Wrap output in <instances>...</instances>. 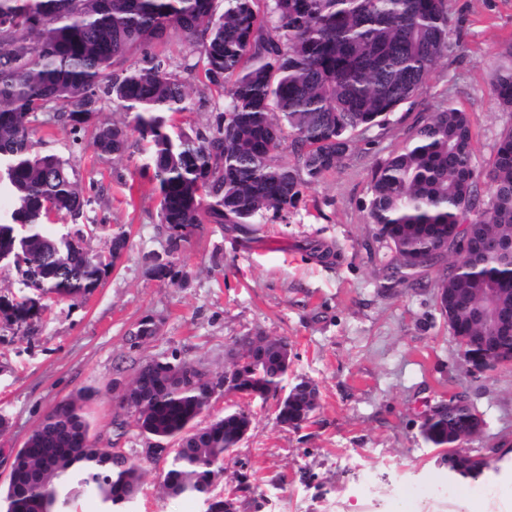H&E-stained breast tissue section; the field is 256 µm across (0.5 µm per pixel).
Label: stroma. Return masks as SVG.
I'll return each mask as SVG.
<instances>
[{"mask_svg": "<svg viewBox=\"0 0 512 512\" xmlns=\"http://www.w3.org/2000/svg\"><path fill=\"white\" fill-rule=\"evenodd\" d=\"M448 15V55L418 94L385 128L356 132L348 155L304 188L295 209L267 217L248 236L230 224H200L167 255L145 153L134 146L113 160L98 157L92 145L96 126L131 128L132 114L117 103H103L75 135L36 129L38 150L70 153L93 199L87 217L100 229L86 247L108 252L119 231L128 246L91 295H45L39 319L10 330L0 316V487L9 480L11 449L22 447L58 403L83 392L95 432L142 468L134 512H205L203 501L163 492L166 464L144 459L141 437L115 436L122 412L114 386L129 383L140 364L172 356L221 378L228 346L251 334L288 337V376L316 383L319 407L309 424L293 429L277 424L276 397L216 393L205 420L233 410L252 418L213 487L219 497L233 493L237 512H464L462 497L512 474V366L481 373L466 364L436 302V270L425 271L421 288L378 286L394 254L376 239L368 214L377 163L401 148L419 121L450 104L468 115L475 177L487 194L496 145L512 128V111L490 86L512 41V0H448ZM313 242L330 257L312 254ZM167 260L178 273L172 281L155 275ZM144 319L157 332L132 343L129 334ZM453 394L473 403L484 421L468 443L489 463L475 481L450 478L421 432L429 408ZM447 484L450 496L420 494Z\"/></svg>", "mask_w": 512, "mask_h": 512, "instance_id": "obj_1", "label": "stroma"}]
</instances>
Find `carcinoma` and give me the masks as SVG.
Wrapping results in <instances>:
<instances>
[{"label": "carcinoma", "instance_id": "carcinoma-1", "mask_svg": "<svg viewBox=\"0 0 512 512\" xmlns=\"http://www.w3.org/2000/svg\"><path fill=\"white\" fill-rule=\"evenodd\" d=\"M172 30L197 47L175 71L152 53ZM448 47V0H224L220 15L215 0H0V198L10 202L0 212L4 264L27 289L78 298L101 285L127 246L126 234L114 233L107 262L83 246L97 228L84 223L91 200L70 159L35 150L30 135L39 124L75 129L106 100L134 113L173 253L198 224H232L249 235L267 212L296 207L302 189L350 150L354 132L385 126L418 93ZM134 51L141 58L130 64ZM502 57L507 64L490 83L512 111V43ZM200 72L224 92V110L189 134L168 115L190 109ZM93 144L114 159L130 149L116 124L99 127ZM284 149L295 165L281 162ZM490 177L486 199L474 177L468 117L450 105L415 125L370 184V219L395 253L383 280L422 288L420 273L441 267L440 310L453 335L477 339L465 349L474 367L512 355V334L492 332L478 316L491 304L512 310V259L492 247L512 239V129L496 145ZM51 211L71 223L49 224ZM455 248L466 253L463 271L445 264ZM236 343L249 355L227 387L203 377L200 363L141 364L127 398L136 417L116 423L169 448L165 494L201 497L206 512H231L211 487L251 424L240 410L201 424L211 398L223 388L262 398L288 373V338ZM85 400L78 394L58 404L16 451L0 512H71L89 492L103 512L133 508L141 467L98 446ZM318 406V388L297 381L278 403L279 423L297 428ZM476 427L475 410L453 395L424 420L423 435L444 450L449 473L477 478L485 463L457 447ZM53 453V468L30 478L39 458Z\"/></svg>", "mask_w": 512, "mask_h": 512}]
</instances>
